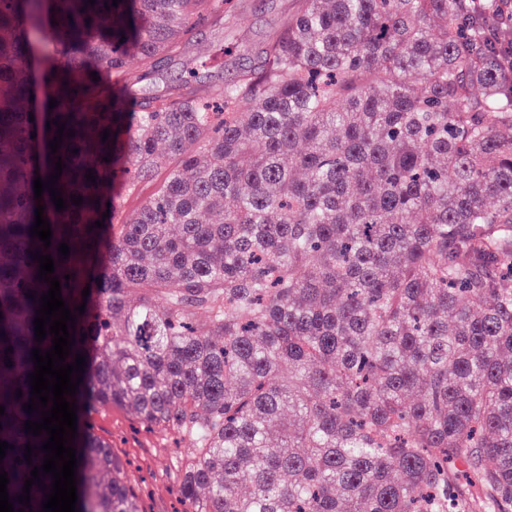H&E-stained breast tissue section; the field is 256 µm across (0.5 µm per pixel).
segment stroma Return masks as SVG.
<instances>
[{
  "instance_id": "obj_1",
  "label": "stroma",
  "mask_w": 512,
  "mask_h": 512,
  "mask_svg": "<svg viewBox=\"0 0 512 512\" xmlns=\"http://www.w3.org/2000/svg\"><path fill=\"white\" fill-rule=\"evenodd\" d=\"M299 6V0H226L221 20L185 35L179 54L164 59L148 80L124 93L125 111H138L144 96L167 94L191 67L199 73V84H222L256 59L262 45L284 27ZM81 424L111 442L114 452L127 459L137 479L143 512H186L175 491V479L187 448L174 447L146 432L116 407L87 404Z\"/></svg>"
}]
</instances>
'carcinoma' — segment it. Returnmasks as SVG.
I'll return each mask as SVG.
<instances>
[{"mask_svg": "<svg viewBox=\"0 0 512 512\" xmlns=\"http://www.w3.org/2000/svg\"><path fill=\"white\" fill-rule=\"evenodd\" d=\"M223 4L0 0V466L14 512L48 438L24 429L39 420L23 408L31 351L53 338L35 340L50 287L38 251L76 315L66 362L94 343L67 401L186 440L192 512H512V78L472 21L498 6L512 35V0H303L259 64L204 95L190 68L133 114L95 99L91 73L147 80ZM42 38L58 105L35 113ZM52 119L66 124L54 154ZM59 159L62 211L33 189ZM117 178L128 195L154 190L123 215ZM39 205L48 248L30 235ZM107 211L119 220L102 256ZM74 447L93 482L78 512H141L111 444L81 430ZM41 480L25 512H41Z\"/></svg>", "mask_w": 512, "mask_h": 512, "instance_id": "cac0c4a2", "label": "carcinoma"}]
</instances>
